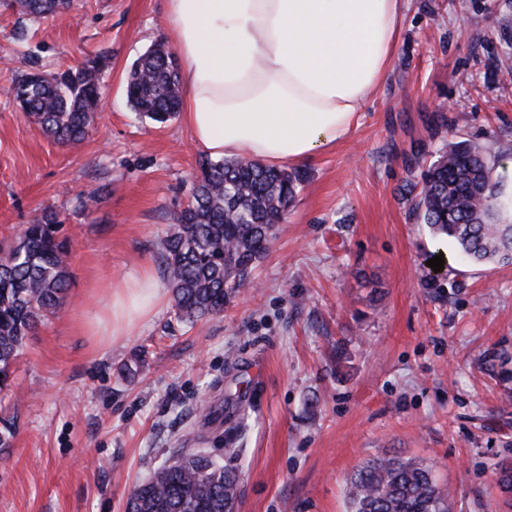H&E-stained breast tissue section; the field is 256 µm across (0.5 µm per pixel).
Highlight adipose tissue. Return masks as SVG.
<instances>
[{
  "label": "adipose tissue",
  "mask_w": 512,
  "mask_h": 512,
  "mask_svg": "<svg viewBox=\"0 0 512 512\" xmlns=\"http://www.w3.org/2000/svg\"><path fill=\"white\" fill-rule=\"evenodd\" d=\"M182 119L208 154L282 168L342 143L398 51L404 0H166ZM142 268L112 289L93 336H128L162 303Z\"/></svg>",
  "instance_id": "1"
}]
</instances>
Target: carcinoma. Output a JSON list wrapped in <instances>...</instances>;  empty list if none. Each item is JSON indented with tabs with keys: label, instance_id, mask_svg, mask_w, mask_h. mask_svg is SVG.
Returning <instances> with one entry per match:
<instances>
[{
	"label": "carcinoma",
	"instance_id": "cac0c4a2",
	"mask_svg": "<svg viewBox=\"0 0 512 512\" xmlns=\"http://www.w3.org/2000/svg\"><path fill=\"white\" fill-rule=\"evenodd\" d=\"M71 0H13L18 14L44 18ZM106 59H86L55 73L32 69L12 79L10 96L42 132L59 144L83 142L102 97ZM126 97L140 115L164 124L179 111L181 88L174 56L158 45L141 55L126 80ZM303 176L253 160H204L187 206L162 243V273L181 322L213 318L251 283V273L276 237L277 224L295 200ZM414 212L439 244L451 243L471 263L512 264V220L503 221L509 197L490 152L459 141L448 146L410 184ZM61 221L44 209L18 239L0 247V392L9 389L29 336L65 306L70 251ZM16 423L0 417V451L13 445ZM241 476L200 448H180L173 462L136 485L125 512H235ZM351 512H449L448 491L432 470L397 456L380 457L354 471Z\"/></svg>",
	"mask_w": 512,
	"mask_h": 512
}]
</instances>
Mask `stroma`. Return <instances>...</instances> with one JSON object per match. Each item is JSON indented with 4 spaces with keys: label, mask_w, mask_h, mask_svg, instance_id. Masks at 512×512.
Masks as SVG:
<instances>
[{
    "label": "stroma",
    "mask_w": 512,
    "mask_h": 512,
    "mask_svg": "<svg viewBox=\"0 0 512 512\" xmlns=\"http://www.w3.org/2000/svg\"><path fill=\"white\" fill-rule=\"evenodd\" d=\"M6 2L0 242L56 211L72 287L0 397L17 419L0 512H124L177 448L239 470L235 512H348L349 477L384 456L432 467L451 512H512L496 484L498 466H512V265L438 247L405 192L449 142L512 158V77L500 72L512 0H405L392 71L347 140L297 165L302 188L252 283L194 324L164 300L103 347L87 319L126 275L160 271L204 158L182 119L153 123L126 98L134 61L171 41L165 0H73L26 20ZM95 55L108 58L104 98L79 147L14 109L15 75ZM439 250L436 272L427 261Z\"/></svg>",
    "instance_id": "1"
}]
</instances>
